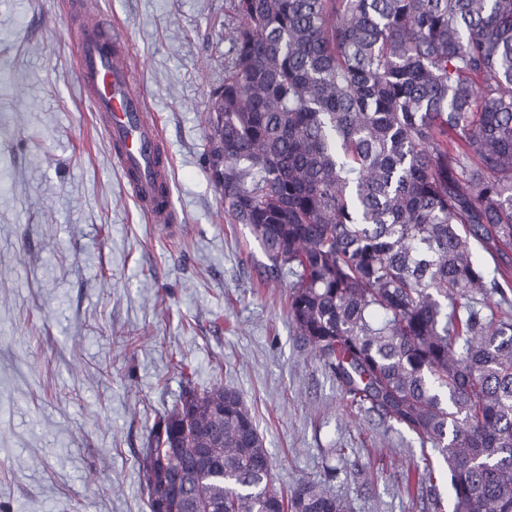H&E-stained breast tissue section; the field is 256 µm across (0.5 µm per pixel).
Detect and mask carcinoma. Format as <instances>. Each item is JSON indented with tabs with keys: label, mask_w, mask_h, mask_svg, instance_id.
Instances as JSON below:
<instances>
[{
	"label": "carcinoma",
	"mask_w": 512,
	"mask_h": 512,
	"mask_svg": "<svg viewBox=\"0 0 512 512\" xmlns=\"http://www.w3.org/2000/svg\"><path fill=\"white\" fill-rule=\"evenodd\" d=\"M232 2L205 118L224 209L350 405L444 458L455 512H512V0ZM141 471L149 512H349L278 489L223 387L185 386Z\"/></svg>",
	"instance_id": "carcinoma-1"
}]
</instances>
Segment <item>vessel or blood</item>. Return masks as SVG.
I'll list each match as a JSON object with an SVG mask.
<instances>
[{
	"label": "vessel or blood",
	"instance_id": "obj_1",
	"mask_svg": "<svg viewBox=\"0 0 512 512\" xmlns=\"http://www.w3.org/2000/svg\"><path fill=\"white\" fill-rule=\"evenodd\" d=\"M69 9L75 18L76 64L83 93L108 135L140 209L154 223H171L169 155L158 124L145 111L142 91L130 83L129 62L119 48L123 31L103 19H87L83 0H71Z\"/></svg>",
	"mask_w": 512,
	"mask_h": 512
}]
</instances>
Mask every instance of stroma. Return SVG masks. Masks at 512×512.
Listing matches in <instances>:
<instances>
[{
  "label": "stroma",
  "mask_w": 512,
  "mask_h": 512,
  "mask_svg": "<svg viewBox=\"0 0 512 512\" xmlns=\"http://www.w3.org/2000/svg\"><path fill=\"white\" fill-rule=\"evenodd\" d=\"M97 14L122 27L165 131L176 219L132 197L62 0H0V512H149L145 442L188 384L240 393L282 489L323 480L349 512H453L443 457L347 406L293 333L287 282L224 210L204 116L231 0Z\"/></svg>",
  "instance_id": "1"
}]
</instances>
